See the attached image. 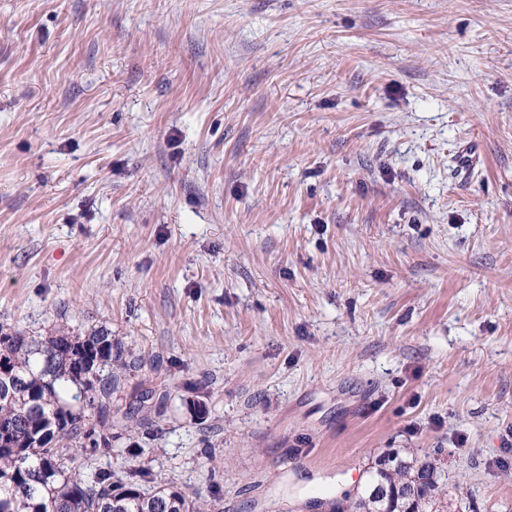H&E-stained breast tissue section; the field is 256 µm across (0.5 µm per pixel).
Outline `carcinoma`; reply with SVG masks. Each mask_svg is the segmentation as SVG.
<instances>
[{
	"label": "carcinoma",
	"mask_w": 512,
	"mask_h": 512,
	"mask_svg": "<svg viewBox=\"0 0 512 512\" xmlns=\"http://www.w3.org/2000/svg\"><path fill=\"white\" fill-rule=\"evenodd\" d=\"M10 364L0 377V512H203V503L172 486L141 490L149 472L118 477L99 470L89 480L66 466L75 449L112 454V392L136 362L106 328L28 336L0 324V351ZM142 404L124 427H146ZM447 481L427 459L398 454L378 461L361 496L334 512H446Z\"/></svg>",
	"instance_id": "obj_1"
}]
</instances>
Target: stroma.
<instances>
[{
    "label": "stroma",
    "instance_id": "obj_1",
    "mask_svg": "<svg viewBox=\"0 0 512 512\" xmlns=\"http://www.w3.org/2000/svg\"><path fill=\"white\" fill-rule=\"evenodd\" d=\"M0 323L163 397L83 474L328 512L411 450L512 512V0H0Z\"/></svg>",
    "mask_w": 512,
    "mask_h": 512
}]
</instances>
